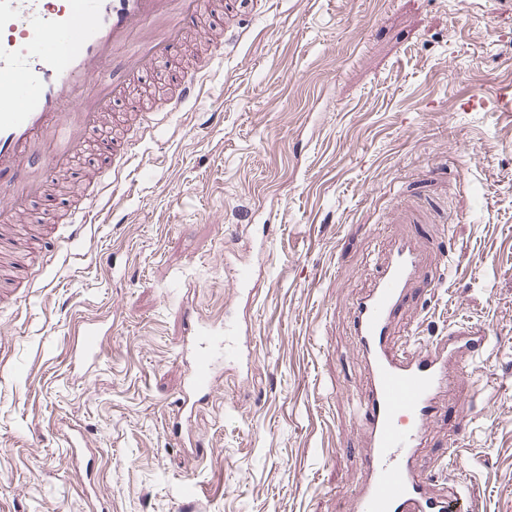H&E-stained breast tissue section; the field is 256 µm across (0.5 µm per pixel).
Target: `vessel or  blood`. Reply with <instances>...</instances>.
Wrapping results in <instances>:
<instances>
[{"label": "vessel or blood", "mask_w": 512, "mask_h": 512, "mask_svg": "<svg viewBox=\"0 0 512 512\" xmlns=\"http://www.w3.org/2000/svg\"><path fill=\"white\" fill-rule=\"evenodd\" d=\"M202 0H0V226L40 196L46 177L81 151L90 130L112 119L113 98L153 60L173 54ZM112 79L99 83L104 70ZM196 80L183 78L165 101L178 110L195 97ZM421 242H396L373 288L357 300L354 336L367 376L362 406L368 452L366 480L353 512H476L466 495L436 497L418 466L429 426L443 413L442 392L460 355L480 357L488 338L452 323L432 343L394 351L390 328L409 300L423 261ZM178 356L186 369L173 434L192 438L197 405L224 385L223 363L251 358L249 329L231 319H195ZM99 325L84 324L74 356L94 368L102 354Z\"/></svg>", "instance_id": "b4317fda"}]
</instances>
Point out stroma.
I'll return each instance as SVG.
<instances>
[{
  "label": "stroma",
  "instance_id": "obj_1",
  "mask_svg": "<svg viewBox=\"0 0 512 512\" xmlns=\"http://www.w3.org/2000/svg\"><path fill=\"white\" fill-rule=\"evenodd\" d=\"M203 13L131 90L151 136L102 130L67 190L17 227L40 249L15 245L19 269L0 272V512H350L365 452L352 308L406 235L427 248L435 295L411 298L392 342L452 320L490 338L462 357L455 417L430 426L421 471L433 493L512 512V112L456 103L512 83V0H206ZM228 18L247 35L198 98L158 114ZM114 138L120 190L68 240L58 219ZM228 312L251 324L257 361L225 369L189 448L165 426L178 351L194 317ZM92 321L112 333L87 374L71 350ZM73 425L89 468L72 462Z\"/></svg>",
  "mask_w": 512,
  "mask_h": 512
}]
</instances>
